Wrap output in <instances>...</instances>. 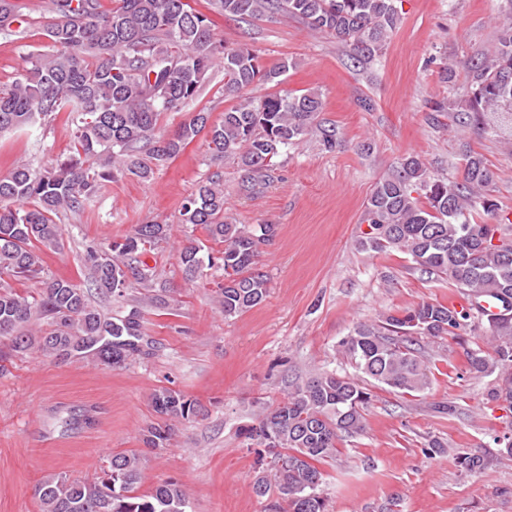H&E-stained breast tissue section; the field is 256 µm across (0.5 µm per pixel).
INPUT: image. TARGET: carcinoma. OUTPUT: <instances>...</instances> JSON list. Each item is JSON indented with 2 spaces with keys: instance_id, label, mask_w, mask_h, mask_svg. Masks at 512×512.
<instances>
[{
  "instance_id": "1",
  "label": "carcinoma",
  "mask_w": 512,
  "mask_h": 512,
  "mask_svg": "<svg viewBox=\"0 0 512 512\" xmlns=\"http://www.w3.org/2000/svg\"><path fill=\"white\" fill-rule=\"evenodd\" d=\"M225 15L239 18L283 14L309 30L326 33L350 48L353 66L363 68L382 50L399 15L395 0H212ZM19 0H0V34L23 37L30 15ZM43 36L49 50L30 55L28 66L0 89V133L68 113L75 126L73 145L54 163L33 168L19 161L0 177V337L14 350L32 348L59 358L91 356L113 367L148 357L156 341L142 326L140 305L171 309L179 300L157 266L146 256L166 240L168 224H137L120 241L90 245L85 255L86 284L49 274L44 249L59 245L60 217L82 213L105 182L132 176L150 181L185 146L206 133L215 160H233L257 182L273 159L307 135H316L333 152L342 139L321 118L316 92L299 96H251L257 80L279 83L282 62L264 69L244 47L230 48L215 38L211 21L192 0H45ZM224 69V94L237 104L218 123L202 107L169 135L157 134L164 112L197 101L209 72ZM470 95L448 105L461 128L512 126V16L499 22L492 52L464 64ZM495 172L477 153L463 158L462 177L448 183L431 175L418 157L400 159L368 198L363 222L369 231L364 251L399 250L419 271L445 277L466 292L470 306L457 309L422 301L376 323L357 326L341 341L347 359L366 377L399 393L421 392L430 370L418 348L424 337L455 336L472 320L486 319L496 342L494 360L475 350L470 370L482 375L496 368L492 398L512 403V239L493 237L502 226L500 208L489 191ZM423 198L412 196L413 188ZM179 223L205 230L224 245L214 252L186 236L177 254L185 279L218 267L224 282L218 295L224 317L260 305L269 279L261 270V245L275 236V225L232 224L224 216L222 174L200 182L181 205ZM36 282L38 292L11 284ZM115 300L140 294L138 304L107 316L91 303V291ZM492 298L502 313L485 314ZM45 330L32 331L31 320ZM371 393L355 379L333 372L313 374L289 385L275 406L261 411L246 438L268 450L273 480L259 476L253 489L268 500L267 512H327L316 464L336 455L339 442L363 429ZM160 421L145 430V443L164 448L171 421L199 413L179 391L161 387L150 397ZM143 478L136 452L112 455L92 481L50 474L34 489L41 512H191L182 486L174 481L151 493L136 494Z\"/></svg>"
}]
</instances>
